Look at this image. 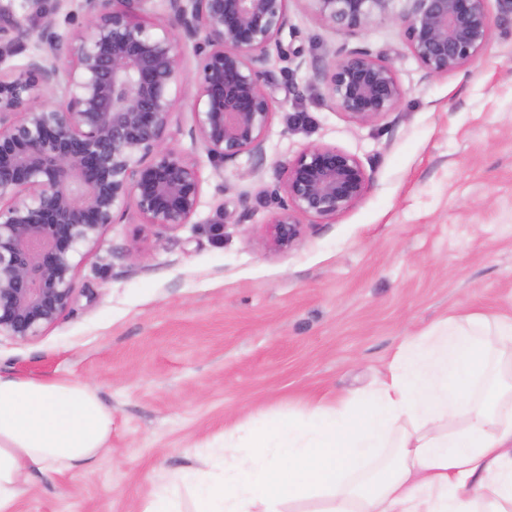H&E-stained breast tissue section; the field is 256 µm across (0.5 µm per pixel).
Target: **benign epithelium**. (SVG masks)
I'll return each mask as SVG.
<instances>
[{
  "mask_svg": "<svg viewBox=\"0 0 512 512\" xmlns=\"http://www.w3.org/2000/svg\"><path fill=\"white\" fill-rule=\"evenodd\" d=\"M162 2L164 20L134 21ZM86 22L63 37L36 30L49 55L24 72L1 69L22 33L0 24V335L27 342L69 309L81 248L132 203L143 223H190L202 193L199 167L164 145L182 82L180 43L198 59L191 136L213 161L262 155L274 114L269 48L280 45L290 0H82ZM326 26L361 33L398 26L429 76L465 68L488 48L486 0H305ZM327 95L352 122L396 111L405 91L395 65L367 48L340 49L321 73ZM51 100L38 108L41 92ZM354 155L313 146L282 167L278 210L264 246L285 253L310 222H329L366 194Z\"/></svg>",
  "mask_w": 512,
  "mask_h": 512,
  "instance_id": "1",
  "label": "benign epithelium"
}]
</instances>
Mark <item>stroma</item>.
Masks as SVG:
<instances>
[{
	"mask_svg": "<svg viewBox=\"0 0 512 512\" xmlns=\"http://www.w3.org/2000/svg\"><path fill=\"white\" fill-rule=\"evenodd\" d=\"M9 8L65 36L84 24L80 0ZM488 9L486 52L430 77L397 27L343 35L291 0L287 56L269 65L276 109L263 156L221 165L189 134L196 57L179 46L166 143L201 166L195 217L169 231L127 207L86 252L64 316L24 343L0 336L1 374L86 381L112 411L94 473L30 474L18 512H142L225 434L371 387L401 343L446 317L512 315V13L500 0ZM342 47L394 62L397 111L361 126L335 108L317 74ZM316 145L355 155L370 188L271 252L262 235L279 166Z\"/></svg>",
	"mask_w": 512,
	"mask_h": 512,
	"instance_id": "stroma-1",
	"label": "stroma"
}]
</instances>
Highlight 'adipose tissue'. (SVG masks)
<instances>
[{
    "instance_id": "ef3b65f1",
    "label": "adipose tissue",
    "mask_w": 512,
    "mask_h": 512,
    "mask_svg": "<svg viewBox=\"0 0 512 512\" xmlns=\"http://www.w3.org/2000/svg\"><path fill=\"white\" fill-rule=\"evenodd\" d=\"M112 412L77 379L0 374V512L26 476L94 472ZM143 512H512V315L448 317L401 344L374 386L176 474Z\"/></svg>"
}]
</instances>
